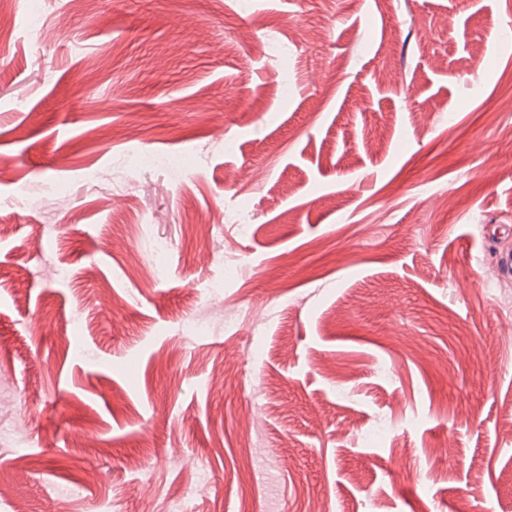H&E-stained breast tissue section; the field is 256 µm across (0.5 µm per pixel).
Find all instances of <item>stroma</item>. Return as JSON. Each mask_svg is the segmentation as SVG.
Instances as JSON below:
<instances>
[{
  "mask_svg": "<svg viewBox=\"0 0 512 512\" xmlns=\"http://www.w3.org/2000/svg\"><path fill=\"white\" fill-rule=\"evenodd\" d=\"M511 27L512 0H12L0 512H512Z\"/></svg>",
  "mask_w": 512,
  "mask_h": 512,
  "instance_id": "obj_1",
  "label": "stroma"
}]
</instances>
